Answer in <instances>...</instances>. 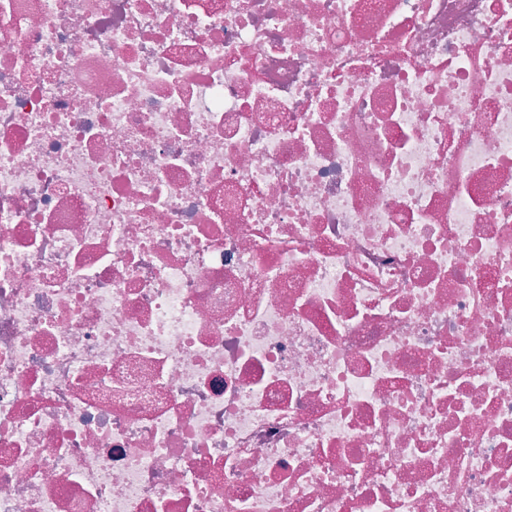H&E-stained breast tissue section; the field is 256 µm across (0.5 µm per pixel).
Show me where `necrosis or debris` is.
<instances>
[{
    "instance_id": "1",
    "label": "necrosis or debris",
    "mask_w": 512,
    "mask_h": 512,
    "mask_svg": "<svg viewBox=\"0 0 512 512\" xmlns=\"http://www.w3.org/2000/svg\"><path fill=\"white\" fill-rule=\"evenodd\" d=\"M0 512H512V0H0Z\"/></svg>"
}]
</instances>
